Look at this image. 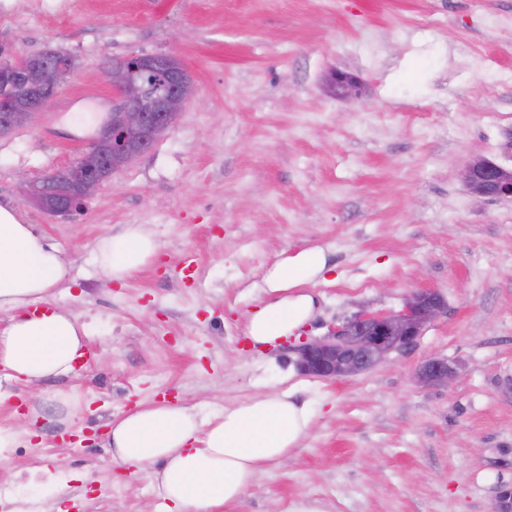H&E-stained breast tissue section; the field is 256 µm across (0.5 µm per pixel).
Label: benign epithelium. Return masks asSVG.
Segmentation results:
<instances>
[{"instance_id": "1", "label": "benign epithelium", "mask_w": 512, "mask_h": 512, "mask_svg": "<svg viewBox=\"0 0 512 512\" xmlns=\"http://www.w3.org/2000/svg\"><path fill=\"white\" fill-rule=\"evenodd\" d=\"M154 67L164 74L161 84L150 91L139 82L141 72ZM16 66L0 67V134L24 124L37 122L45 106L58 93L71 67L45 58L36 67L37 94L17 108L6 90L14 80ZM108 78L120 99V106L91 139L87 149L67 168L70 194L52 214L64 218L80 212L114 173L137 156L133 145L149 146L178 119L195 90L187 69L175 56L166 53L134 54L112 63ZM462 180L475 193L490 200H512V171L486 160L466 164ZM26 198L39 205V194L52 188L44 174L24 178ZM445 313L441 297L420 290L406 298L403 308L392 313L360 312L329 329V333L304 342L296 349L298 371L321 380H341L363 373L384 361L394 350L413 348L423 327ZM421 383L449 385L458 377V368L446 360L431 359L416 374Z\"/></svg>"}]
</instances>
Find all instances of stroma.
Here are the masks:
<instances>
[{
	"label": "stroma",
	"mask_w": 512,
	"mask_h": 512,
	"mask_svg": "<svg viewBox=\"0 0 512 512\" xmlns=\"http://www.w3.org/2000/svg\"><path fill=\"white\" fill-rule=\"evenodd\" d=\"M0 47L73 59L58 91L70 107L0 135V206L61 248L70 281L52 303L89 333L78 377L22 392L0 375L14 394L0 425L20 434L0 512L36 483L68 512H164L150 473L128 477L97 442L110 415L160 399L206 415L291 387L313 405L310 434L236 512H492L512 489V201L460 173L476 157L512 170V0H0ZM140 53L192 76L177 122L80 214L28 203L23 175L76 161L116 99L107 68ZM337 71L358 97L334 89ZM122 224L162 249L120 284L94 248ZM314 245L329 265L310 285L316 316L253 348L246 314L266 269ZM420 289L446 312L413 349L336 382L297 371L299 341ZM432 358L458 366L453 386L416 382ZM71 387L81 411L64 422L52 393Z\"/></svg>",
	"instance_id": "35a3bbf8"
}]
</instances>
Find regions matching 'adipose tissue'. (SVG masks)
<instances>
[{"label": "adipose tissue", "instance_id": "adipose-tissue-1", "mask_svg": "<svg viewBox=\"0 0 512 512\" xmlns=\"http://www.w3.org/2000/svg\"><path fill=\"white\" fill-rule=\"evenodd\" d=\"M160 250L145 225L127 224L97 240L95 260L109 281L122 283ZM69 268L34 225L0 207V311L9 314L0 328V369L13 382L37 385L77 374L86 326L49 304ZM326 270V250L318 245L275 262L262 279L265 296L247 318L248 338L274 346L311 319L317 299L307 286ZM313 421L310 403L289 391L259 393L206 417L162 399L109 416L105 446L121 472L151 471L167 512H231L269 465L293 456Z\"/></svg>", "mask_w": 512, "mask_h": 512}]
</instances>
